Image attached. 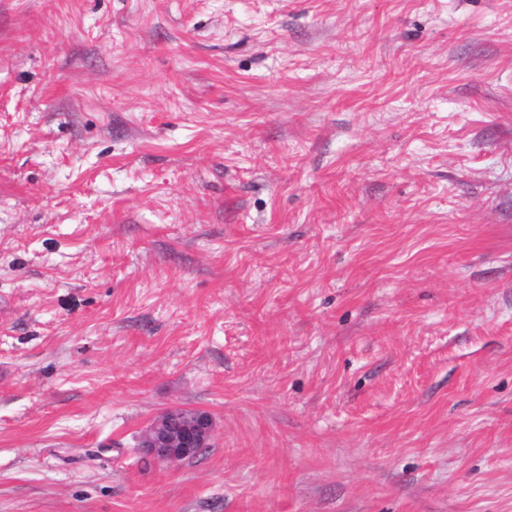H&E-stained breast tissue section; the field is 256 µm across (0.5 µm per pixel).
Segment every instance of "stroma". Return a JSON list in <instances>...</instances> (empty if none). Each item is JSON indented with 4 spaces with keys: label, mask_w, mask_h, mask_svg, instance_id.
Wrapping results in <instances>:
<instances>
[{
    "label": "stroma",
    "mask_w": 512,
    "mask_h": 512,
    "mask_svg": "<svg viewBox=\"0 0 512 512\" xmlns=\"http://www.w3.org/2000/svg\"><path fill=\"white\" fill-rule=\"evenodd\" d=\"M0 512H512V0H0ZM212 435L213 421L207 412L173 408L145 429L138 448L149 461L175 465L210 448Z\"/></svg>",
    "instance_id": "1"
}]
</instances>
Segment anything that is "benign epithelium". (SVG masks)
I'll use <instances>...</instances> for the list:
<instances>
[{"mask_svg": "<svg viewBox=\"0 0 512 512\" xmlns=\"http://www.w3.org/2000/svg\"><path fill=\"white\" fill-rule=\"evenodd\" d=\"M212 435L213 421L207 412L173 408L145 429L138 448L149 461L175 465L210 447Z\"/></svg>", "mask_w": 512, "mask_h": 512, "instance_id": "1", "label": "benign epithelium"}]
</instances>
